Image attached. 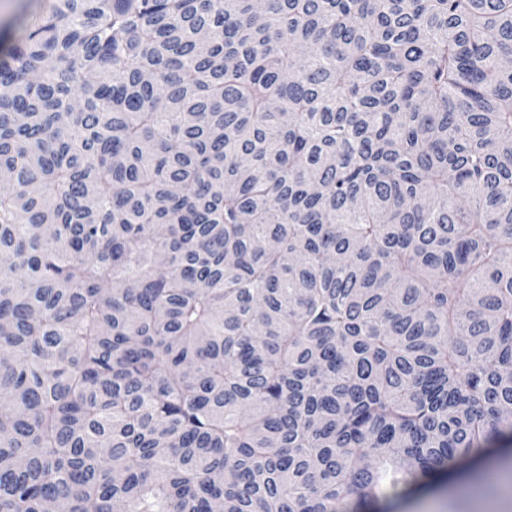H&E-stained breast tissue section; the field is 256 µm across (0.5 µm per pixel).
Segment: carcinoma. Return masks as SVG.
<instances>
[{"label": "carcinoma", "mask_w": 512, "mask_h": 512, "mask_svg": "<svg viewBox=\"0 0 512 512\" xmlns=\"http://www.w3.org/2000/svg\"><path fill=\"white\" fill-rule=\"evenodd\" d=\"M512 446V0H50L0 55V512H348Z\"/></svg>", "instance_id": "cac0c4a2"}]
</instances>
